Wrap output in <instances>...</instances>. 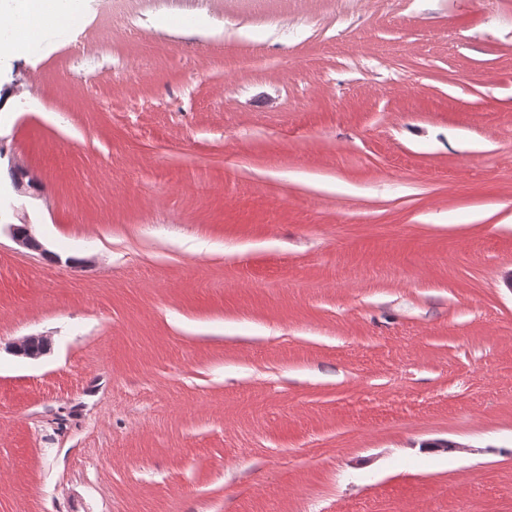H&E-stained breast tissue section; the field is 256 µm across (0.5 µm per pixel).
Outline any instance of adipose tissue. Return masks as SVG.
I'll return each instance as SVG.
<instances>
[{
    "mask_svg": "<svg viewBox=\"0 0 512 512\" xmlns=\"http://www.w3.org/2000/svg\"><path fill=\"white\" fill-rule=\"evenodd\" d=\"M80 4L81 0H0V19L13 22L25 34L23 41L0 44V55L9 58L22 54L45 30L71 25Z\"/></svg>",
    "mask_w": 512,
    "mask_h": 512,
    "instance_id": "ef3b65f1",
    "label": "adipose tissue"
}]
</instances>
